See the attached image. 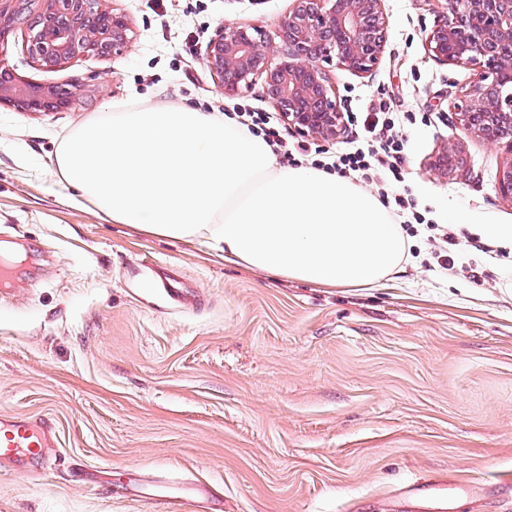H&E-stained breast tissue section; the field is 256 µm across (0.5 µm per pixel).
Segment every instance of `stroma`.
<instances>
[{
    "label": "stroma",
    "mask_w": 512,
    "mask_h": 512,
    "mask_svg": "<svg viewBox=\"0 0 512 512\" xmlns=\"http://www.w3.org/2000/svg\"><path fill=\"white\" fill-rule=\"evenodd\" d=\"M291 0H107L133 23L122 53L34 63L19 26L0 51L16 74L78 84L80 107H0V417L57 424L50 466L0 464V512H156L154 486L211 485L224 512H512V226L497 192L512 154L452 105L477 68L425 38L446 0H384L373 71L331 67L345 114L387 103L404 132L400 192L447 223L448 273L424 233L371 288H321L224 261L196 243L112 223L53 161L80 123L140 103L271 111L261 84L228 97L205 66L228 21L274 34ZM448 151L459 164L437 176ZM182 288L200 306L175 305ZM432 482L430 497L405 486Z\"/></svg>",
    "instance_id": "35a3bbf8"
}]
</instances>
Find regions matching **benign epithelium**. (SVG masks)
<instances>
[{"mask_svg":"<svg viewBox=\"0 0 512 512\" xmlns=\"http://www.w3.org/2000/svg\"><path fill=\"white\" fill-rule=\"evenodd\" d=\"M0 8V42L23 20L26 0ZM29 24L27 50L41 66L63 67L82 54L106 57L130 47L132 20L102 0H41ZM384 0H292L275 36L228 21L210 41L205 64L232 96L262 82L274 108L300 133L335 141L346 132L327 65L371 71L388 41ZM449 14L426 37L429 54L445 64L475 62L480 70L454 109L462 125L512 155V0H448ZM77 90L17 77L0 62V106L53 112L81 105ZM499 194L512 201V162L500 173Z\"/></svg>","mask_w":512,"mask_h":512,"instance_id":"1","label":"benign epithelium"}]
</instances>
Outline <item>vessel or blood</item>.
<instances>
[{
  "label": "vessel or blood",
  "mask_w": 512,
  "mask_h": 512,
  "mask_svg": "<svg viewBox=\"0 0 512 512\" xmlns=\"http://www.w3.org/2000/svg\"><path fill=\"white\" fill-rule=\"evenodd\" d=\"M55 430L56 425L49 418L26 422L0 419V459L14 464L29 458L48 461V450L54 443ZM211 494L209 486L197 484L175 491L157 489L151 497L159 504V512H173L179 498L186 497L199 503Z\"/></svg>",
  "instance_id": "1"
}]
</instances>
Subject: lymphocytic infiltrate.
Masks as SVG:
<instances>
[{
  "label": "lymphocytic infiltrate",
  "instance_id": "1",
  "mask_svg": "<svg viewBox=\"0 0 512 512\" xmlns=\"http://www.w3.org/2000/svg\"><path fill=\"white\" fill-rule=\"evenodd\" d=\"M238 122L251 134L262 137L272 151L282 153L284 159H291L293 153L312 156L315 167L350 175L356 179L379 183L393 214L403 224H418L433 232L443 251V269L450 270L454 261L448 257V247L456 245L454 233L442 224L427 220L425 215L415 211L413 204L400 193L396 184L399 182L402 165L405 161V144L403 132L411 124L412 116L407 112H367L363 115L364 135L353 142L345 151L332 153L322 147L299 145L297 151L286 148L278 119L268 112L245 111L238 113Z\"/></svg>",
  "mask_w": 512,
  "mask_h": 512
}]
</instances>
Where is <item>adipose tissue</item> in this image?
I'll use <instances>...</instances> for the list:
<instances>
[{
	"label": "adipose tissue",
	"mask_w": 512,
	"mask_h": 512,
	"mask_svg": "<svg viewBox=\"0 0 512 512\" xmlns=\"http://www.w3.org/2000/svg\"><path fill=\"white\" fill-rule=\"evenodd\" d=\"M55 166L114 223L286 279L368 288L407 256L375 195L335 173L277 165L262 138L216 112L143 105L85 122Z\"/></svg>",
	"instance_id": "ef3b65f1"
}]
</instances>
